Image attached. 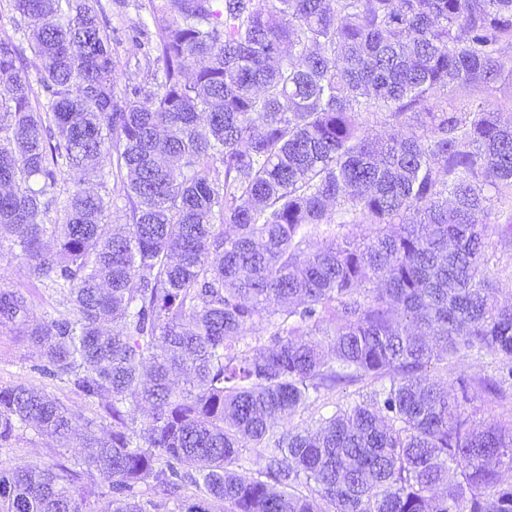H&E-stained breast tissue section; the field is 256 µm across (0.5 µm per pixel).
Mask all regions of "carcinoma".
<instances>
[{"label": "carcinoma", "mask_w": 512, "mask_h": 512, "mask_svg": "<svg viewBox=\"0 0 512 512\" xmlns=\"http://www.w3.org/2000/svg\"><path fill=\"white\" fill-rule=\"evenodd\" d=\"M13 7L40 67L0 41V243L71 309L39 319L1 288L0 328L103 414L0 387V446L30 429L90 449L0 468V512H83L102 483L99 512H161L143 488L185 485L204 496L178 512H512V418L474 406L512 391V304L477 220L512 192V114L490 100L512 81V0H160L133 98L99 0ZM109 159L125 224L85 188ZM259 329L271 344L241 350ZM473 351L501 367L431 375ZM359 387H362V384L347 387L346 390L339 389L336 390V392L326 394L325 396L322 395V397L314 405L298 413L291 420H288V423H285L283 425L282 430L286 431L296 426H305V424L309 422L311 417H314L318 413L329 415L335 410L336 403L346 404L361 400V398L358 396V392H360V395H362L365 394L367 391H370V388L369 386L368 389L364 387L362 391V388H360L359 390Z\"/></svg>", "instance_id": "carcinoma-1"}]
</instances>
